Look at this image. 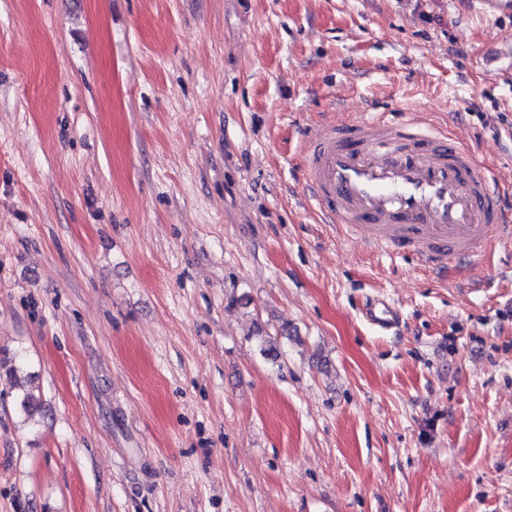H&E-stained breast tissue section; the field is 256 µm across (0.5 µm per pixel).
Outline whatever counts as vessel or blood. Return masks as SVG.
Returning <instances> with one entry per match:
<instances>
[{"label":"vessel or blood","instance_id":"obj_1","mask_svg":"<svg viewBox=\"0 0 512 512\" xmlns=\"http://www.w3.org/2000/svg\"><path fill=\"white\" fill-rule=\"evenodd\" d=\"M304 187L326 223L388 253L412 252L455 281L467 280L480 247L512 238V216L472 151L440 130L373 116L319 126L310 140ZM365 315L386 327L390 303Z\"/></svg>","mask_w":512,"mask_h":512}]
</instances>
